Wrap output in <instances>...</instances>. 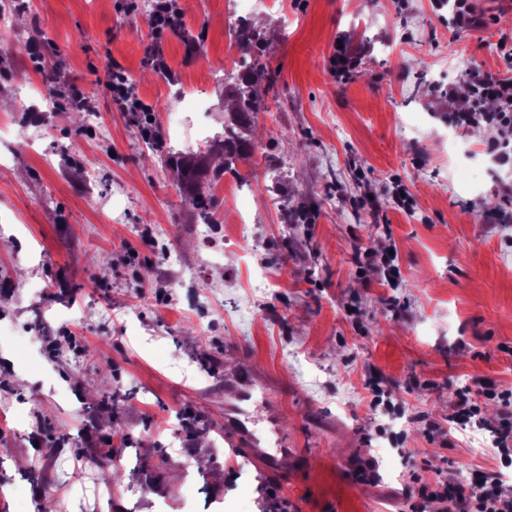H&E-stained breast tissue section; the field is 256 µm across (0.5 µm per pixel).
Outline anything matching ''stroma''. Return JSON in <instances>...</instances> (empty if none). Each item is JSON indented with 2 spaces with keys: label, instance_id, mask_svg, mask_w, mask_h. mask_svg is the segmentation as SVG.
Segmentation results:
<instances>
[{
  "label": "stroma",
  "instance_id": "stroma-1",
  "mask_svg": "<svg viewBox=\"0 0 512 512\" xmlns=\"http://www.w3.org/2000/svg\"><path fill=\"white\" fill-rule=\"evenodd\" d=\"M177 5L185 26L160 39L115 0H30L0 31V512H36L44 488L54 512H410L408 485L497 471V403L427 439L371 409L368 379L440 423L460 389L512 388V162L450 121L469 104L448 93L467 67L505 71L512 0H470L479 29L436 0H254L278 77L254 152L239 177L183 183L177 159L224 137L240 3ZM339 39L360 60L344 82ZM17 41L42 45L52 103L25 90ZM109 62L153 107L152 138L113 101ZM195 96L169 125L167 106ZM232 181L251 193L245 237ZM361 244L396 247L402 287L356 276ZM246 362L279 403L284 482L224 431ZM119 440L125 476L108 487L79 459ZM367 465L375 483L358 478Z\"/></svg>",
  "mask_w": 512,
  "mask_h": 512
}]
</instances>
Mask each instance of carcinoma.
Instances as JSON below:
<instances>
[{
	"instance_id": "cac0c4a2",
	"label": "carcinoma",
	"mask_w": 512,
	"mask_h": 512,
	"mask_svg": "<svg viewBox=\"0 0 512 512\" xmlns=\"http://www.w3.org/2000/svg\"><path fill=\"white\" fill-rule=\"evenodd\" d=\"M236 44L240 62L224 82V95L232 100L231 122L224 127V140L217 141L209 149L211 154L224 155V167L218 173L239 175L235 162L247 159L252 152L254 142L249 136L257 123L259 113L267 110L265 100L258 92L262 84L271 90L275 87L276 77L262 61L266 45L260 31L251 23L242 21L236 30Z\"/></svg>"
}]
</instances>
